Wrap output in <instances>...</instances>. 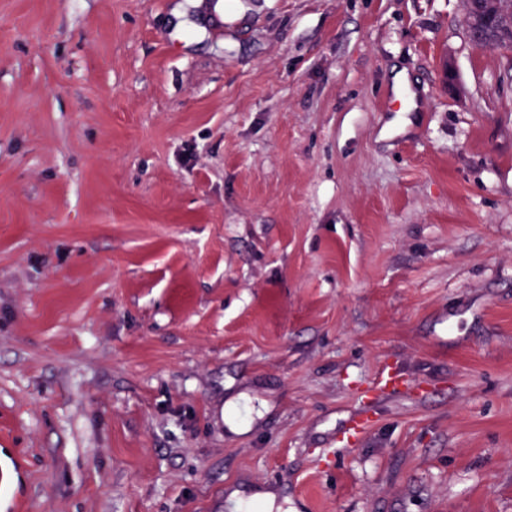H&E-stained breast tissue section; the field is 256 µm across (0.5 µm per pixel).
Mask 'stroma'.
Wrapping results in <instances>:
<instances>
[{"label": "stroma", "mask_w": 512, "mask_h": 512, "mask_svg": "<svg viewBox=\"0 0 512 512\" xmlns=\"http://www.w3.org/2000/svg\"><path fill=\"white\" fill-rule=\"evenodd\" d=\"M0 456L26 512H512V54L461 0H0Z\"/></svg>", "instance_id": "obj_1"}]
</instances>
